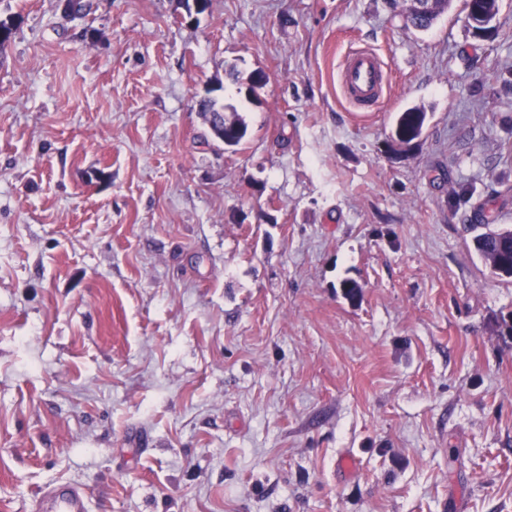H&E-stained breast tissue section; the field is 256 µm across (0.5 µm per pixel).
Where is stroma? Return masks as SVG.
Wrapping results in <instances>:
<instances>
[{"label": "stroma", "instance_id": "35a3bbf8", "mask_svg": "<svg viewBox=\"0 0 512 512\" xmlns=\"http://www.w3.org/2000/svg\"><path fill=\"white\" fill-rule=\"evenodd\" d=\"M84 2L0 0V512H512V279L466 228L512 227V0L484 39L465 0ZM452 0H434L428 9L416 12L414 15L406 13L407 22L416 29H429L438 17L449 9ZM339 82L348 104L365 110L374 106L383 94L384 65L379 56L369 49L351 51L342 66ZM425 120L426 113L420 108L412 107L401 112L392 129L391 142L398 145H411L421 137ZM208 128L214 139L222 143L225 141L227 146L239 145L247 135V126L238 119L230 125H224V115L223 119L218 118L215 123H210ZM45 502L54 505V512H86L83 494L77 488L65 484L49 486L35 500L34 511H41Z\"/></svg>", "mask_w": 512, "mask_h": 512}]
</instances>
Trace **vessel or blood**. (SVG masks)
Returning <instances> with one entry per match:
<instances>
[{
	"label": "vessel or blood",
	"mask_w": 512,
	"mask_h": 512,
	"mask_svg": "<svg viewBox=\"0 0 512 512\" xmlns=\"http://www.w3.org/2000/svg\"><path fill=\"white\" fill-rule=\"evenodd\" d=\"M339 82L342 95L354 108L365 110L374 106L383 94L384 65L379 56L368 49L351 51L342 66ZM52 503L55 512H86L83 494L65 484L49 486L34 502L36 512L44 503Z\"/></svg>",
	"instance_id": "obj_1"
}]
</instances>
